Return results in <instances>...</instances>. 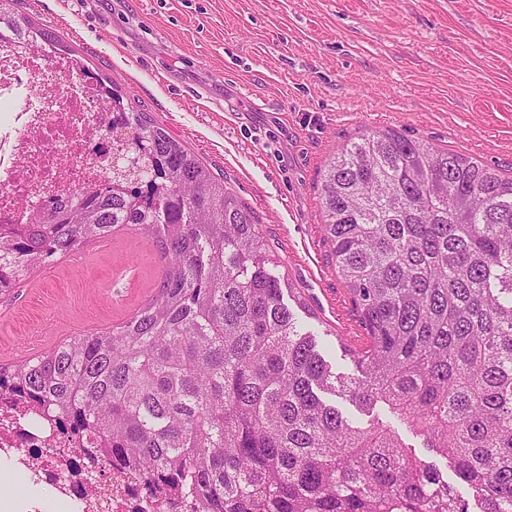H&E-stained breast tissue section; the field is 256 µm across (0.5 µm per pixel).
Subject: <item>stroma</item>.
<instances>
[{
    "mask_svg": "<svg viewBox=\"0 0 512 512\" xmlns=\"http://www.w3.org/2000/svg\"><path fill=\"white\" fill-rule=\"evenodd\" d=\"M253 211L270 272L336 374L367 337L321 222L334 151L421 138L512 174V0H18ZM0 299V361L116 325L152 291L153 245L124 233Z\"/></svg>",
    "mask_w": 512,
    "mask_h": 512,
    "instance_id": "obj_1",
    "label": "stroma"
}]
</instances>
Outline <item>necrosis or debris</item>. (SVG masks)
<instances>
[{
  "label": "necrosis or debris",
  "instance_id": "4bbe7bcc",
  "mask_svg": "<svg viewBox=\"0 0 512 512\" xmlns=\"http://www.w3.org/2000/svg\"><path fill=\"white\" fill-rule=\"evenodd\" d=\"M107 97L42 40L0 28V224L29 223L50 198L109 175L112 136L98 112ZM90 445L51 412L0 391V480L19 475L28 486L15 507L0 495V512H202L134 471L88 458ZM93 469L106 472L100 485L88 479Z\"/></svg>",
  "mask_w": 512,
  "mask_h": 512
}]
</instances>
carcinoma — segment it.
I'll return each mask as SVG.
<instances>
[{
	"instance_id": "cac0c4a2",
	"label": "carcinoma",
	"mask_w": 512,
	"mask_h": 512,
	"mask_svg": "<svg viewBox=\"0 0 512 512\" xmlns=\"http://www.w3.org/2000/svg\"><path fill=\"white\" fill-rule=\"evenodd\" d=\"M0 0V26L59 48ZM110 88L100 184L0 224V297L94 239L134 230L163 265L117 327L0 363V390L42 404L153 486L203 512H512V175L395 131L336 153L320 207L370 343L338 379L284 303L254 213ZM381 402L395 428L350 423L320 394ZM394 425L398 426L396 423H394ZM398 429L401 434L403 443L407 447H409V450L415 452V454L424 462L439 467L444 472L445 475L448 474V481H456V478L453 475L452 471L449 468L447 469V462L445 459L435 454L432 450L428 448H422L423 441L421 437L416 436L414 433H412L411 431L402 426H398Z\"/></svg>"
}]
</instances>
